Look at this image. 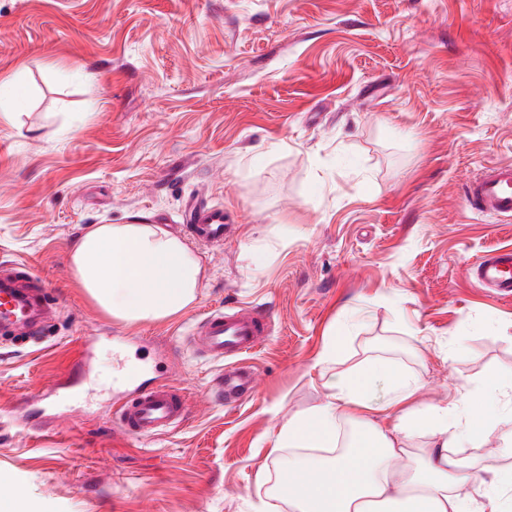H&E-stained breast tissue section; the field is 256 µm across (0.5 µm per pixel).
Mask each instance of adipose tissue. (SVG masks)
Here are the masks:
<instances>
[{"mask_svg": "<svg viewBox=\"0 0 512 512\" xmlns=\"http://www.w3.org/2000/svg\"><path fill=\"white\" fill-rule=\"evenodd\" d=\"M76 283L112 319L125 323L169 319L198 298L205 276L194 246L163 225L132 216L126 224H98L72 245ZM385 379L384 405L372 401L376 379ZM327 399L280 425L274 450L329 448L326 465L304 458L288 462L279 492L290 512H512V467L485 472L459 448L482 445L485 436L512 423V406L496 421L473 428L471 417L499 399L505 384L464 387L458 399L422 409L409 407L417 380L373 360L327 381ZM396 410L391 424L380 411ZM430 444L417 448L413 440Z\"/></svg>", "mask_w": 512, "mask_h": 512, "instance_id": "1", "label": "adipose tissue"}]
</instances>
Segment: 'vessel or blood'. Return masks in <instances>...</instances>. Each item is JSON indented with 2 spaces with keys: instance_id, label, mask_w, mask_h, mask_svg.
<instances>
[{
  "instance_id": "obj_1",
  "label": "vessel or blood",
  "mask_w": 512,
  "mask_h": 512,
  "mask_svg": "<svg viewBox=\"0 0 512 512\" xmlns=\"http://www.w3.org/2000/svg\"><path fill=\"white\" fill-rule=\"evenodd\" d=\"M465 207L484 216H512V162H498L470 180L464 194ZM186 228L202 242L214 245L224 241V211L196 206L184 217ZM476 284L504 298L512 297V249L491 251L469 269ZM46 313L44 293L32 284L23 264L9 263L0 271V334L33 336L41 329ZM270 334L264 313L241 308L209 312L191 330L188 342L214 360L225 356L252 354ZM95 372L93 342L84 339L68 371L57 387L66 390ZM257 375L252 369L228 375L223 397L244 399L255 392ZM112 423L127 435L152 437L180 424L186 415V401L174 385L138 384L116 395L112 403Z\"/></svg>"
}]
</instances>
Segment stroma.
<instances>
[{
	"label": "stroma",
	"mask_w": 512,
	"mask_h": 512,
	"mask_svg": "<svg viewBox=\"0 0 512 512\" xmlns=\"http://www.w3.org/2000/svg\"><path fill=\"white\" fill-rule=\"evenodd\" d=\"M13 78L26 106L0 125V262L30 265L55 312L0 338V512H255L279 426L359 362L417 378L416 406L512 379V298L468 278L512 248V217L463 204L469 178L512 161V0H0ZM196 201L230 217L223 244L196 245V302L132 325L95 308L73 240L135 213L176 234ZM244 304L274 332L245 360L256 392L227 407L210 388L235 359L185 338ZM88 336L91 381L29 403ZM120 355L184 390L180 426H113Z\"/></svg>",
	"instance_id": "stroma-1"
}]
</instances>
